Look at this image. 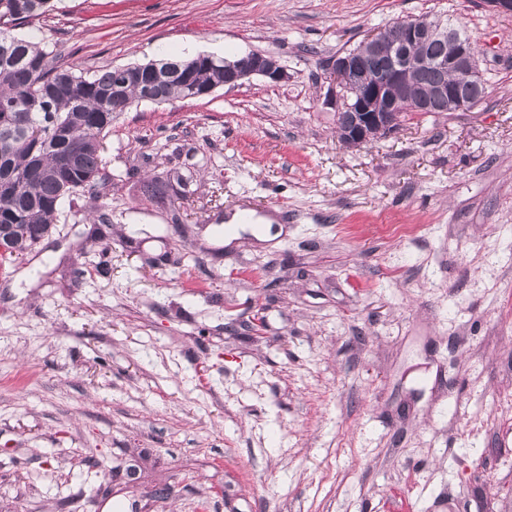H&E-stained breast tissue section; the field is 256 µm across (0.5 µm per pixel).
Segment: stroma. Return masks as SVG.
<instances>
[{
  "label": "stroma",
  "mask_w": 512,
  "mask_h": 512,
  "mask_svg": "<svg viewBox=\"0 0 512 512\" xmlns=\"http://www.w3.org/2000/svg\"><path fill=\"white\" fill-rule=\"evenodd\" d=\"M53 4L25 32L78 73L261 52L288 79L122 114L107 197L0 265V512H512V16ZM426 15L470 37L487 96L341 142L328 64ZM166 166L192 183L160 203ZM235 213L282 232L229 235Z\"/></svg>",
  "instance_id": "obj_1"
}]
</instances>
